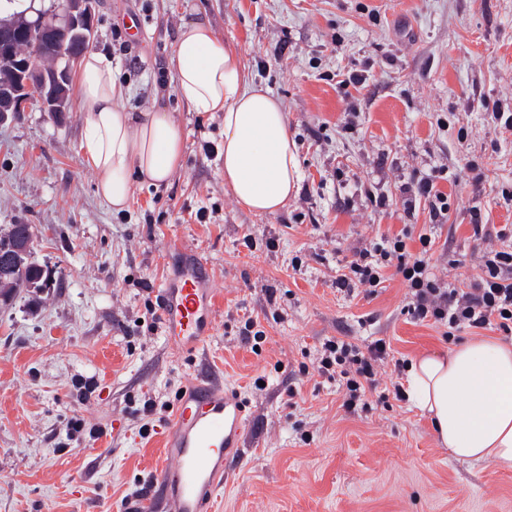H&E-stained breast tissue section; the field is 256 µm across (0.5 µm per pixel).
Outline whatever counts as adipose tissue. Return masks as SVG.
<instances>
[{
	"label": "adipose tissue",
	"mask_w": 512,
	"mask_h": 512,
	"mask_svg": "<svg viewBox=\"0 0 512 512\" xmlns=\"http://www.w3.org/2000/svg\"><path fill=\"white\" fill-rule=\"evenodd\" d=\"M175 91L191 111L224 115V184L258 215L285 206L299 171L278 99L245 75L240 55L210 26L184 23L172 56ZM85 123L82 149L112 211L127 209L132 178L167 182L178 167L182 126L164 112L121 107L109 56L90 51L77 78ZM410 406L430 417L438 444L457 459L512 468V344L473 338L444 354L413 359L406 375Z\"/></svg>",
	"instance_id": "ef3b65f1"
}]
</instances>
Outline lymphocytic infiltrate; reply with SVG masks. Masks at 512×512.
Here are the masks:
<instances>
[{"label":"lymphocytic infiltrate","instance_id":"obj_1","mask_svg":"<svg viewBox=\"0 0 512 512\" xmlns=\"http://www.w3.org/2000/svg\"><path fill=\"white\" fill-rule=\"evenodd\" d=\"M473 236L484 248L476 257L477 276L460 279L459 260L448 262V273H436L431 263L435 239L403 228L394 235H380L356 247L345 269L336 277L338 290L375 294L385 281L384 271L394 268L407 288L404 310L411 319L444 327L445 338L455 339L464 329L495 328L512 335V225L476 224ZM417 238L418 250L409 247ZM389 357L384 339L360 346L341 339L322 345L317 372L327 381L340 382L343 408L356 413L366 390H377L379 371Z\"/></svg>","mask_w":512,"mask_h":512}]
</instances>
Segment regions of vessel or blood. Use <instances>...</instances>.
Returning a JSON list of instances; mask_svg holds the SVG:
<instances>
[{
  "label": "vessel or blood",
  "mask_w": 512,
  "mask_h": 512,
  "mask_svg": "<svg viewBox=\"0 0 512 512\" xmlns=\"http://www.w3.org/2000/svg\"><path fill=\"white\" fill-rule=\"evenodd\" d=\"M160 290L165 335L181 350L203 346L213 332L217 302L203 259L184 253L179 271L165 276ZM245 424V405L236 392L216 384L185 388L170 426L160 430L168 463L157 480L174 512H213L228 477L226 452L240 447Z\"/></svg>",
  "instance_id": "vessel-or-blood-1"
}]
</instances>
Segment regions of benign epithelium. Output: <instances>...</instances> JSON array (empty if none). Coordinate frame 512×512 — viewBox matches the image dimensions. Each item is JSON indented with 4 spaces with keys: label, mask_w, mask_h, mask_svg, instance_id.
I'll use <instances>...</instances> for the list:
<instances>
[{
    "label": "benign epithelium",
    "mask_w": 512,
    "mask_h": 512,
    "mask_svg": "<svg viewBox=\"0 0 512 512\" xmlns=\"http://www.w3.org/2000/svg\"><path fill=\"white\" fill-rule=\"evenodd\" d=\"M93 3L94 0H63L60 20L39 16L40 28L48 33L47 42H33L24 52L16 53L11 47L14 37L12 23L0 21V44L7 47V56L15 60V66L19 69V79L13 85L0 86V120L9 112L23 111L30 100L38 101L48 112L65 111L70 70L78 63L79 57H70L62 69L42 66L40 61L46 48L64 47L73 31L83 32L88 40L92 38ZM33 238V226L29 225L23 240L0 250V275L10 277L17 271L14 265L15 253L24 252Z\"/></svg>",
    "instance_id": "obj_1"
}]
</instances>
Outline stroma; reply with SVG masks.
<instances>
[{"label": "stroma", "mask_w": 512, "mask_h": 512, "mask_svg": "<svg viewBox=\"0 0 512 512\" xmlns=\"http://www.w3.org/2000/svg\"><path fill=\"white\" fill-rule=\"evenodd\" d=\"M189 21L237 50L287 115L300 183L277 214L225 188L222 114L176 95ZM92 48L111 55L121 106L169 113L184 148L167 184L135 180L115 214L80 149L77 89L62 116L35 102L0 122V229L36 225L52 277L0 303V512H118L155 477L156 434L203 374L249 403L214 512H512V470L454 459L408 402L369 392L368 412L348 415L336 383L300 372L329 339L382 338L405 361L450 349L443 328L404 314L399 276L369 297L334 278L376 234L433 225L428 199L405 204L399 188L436 167L450 209L433 264L460 259L470 278L473 219L512 225V130L488 116L496 103L512 114V0H96ZM173 243L206 262L219 296L192 353L149 313ZM249 318L255 351L240 338Z\"/></svg>", "instance_id": "stroma-1"}]
</instances>
